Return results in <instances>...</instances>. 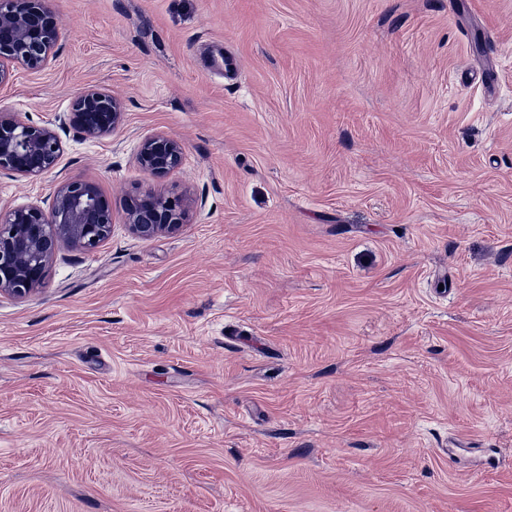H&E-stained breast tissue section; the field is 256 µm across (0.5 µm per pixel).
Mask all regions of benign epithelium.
<instances>
[{
  "instance_id": "7a95c632",
  "label": "benign epithelium",
  "mask_w": 512,
  "mask_h": 512,
  "mask_svg": "<svg viewBox=\"0 0 512 512\" xmlns=\"http://www.w3.org/2000/svg\"><path fill=\"white\" fill-rule=\"evenodd\" d=\"M58 42V26L49 0H0V84L9 81L17 65L42 69ZM120 98L101 89L79 92L62 123L87 139L111 134L123 122ZM61 142L56 131L36 125L17 112H0V171L37 179L58 164ZM183 157L182 142L168 134L145 137L136 155L138 166L156 178L175 171ZM194 199L189 192H146L127 209L132 233L150 239L178 230L187 220ZM112 232L110 204L99 185L66 180L55 188L50 211L40 206L0 205V295L26 298L41 288L56 250L68 246L92 251Z\"/></svg>"
}]
</instances>
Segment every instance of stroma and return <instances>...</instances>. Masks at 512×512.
Masks as SVG:
<instances>
[{
  "mask_svg": "<svg viewBox=\"0 0 512 512\" xmlns=\"http://www.w3.org/2000/svg\"><path fill=\"white\" fill-rule=\"evenodd\" d=\"M51 5L0 111L125 112L0 172L14 206L87 179L112 209L0 296V512H512V0ZM186 187L179 231L129 232V197ZM123 117L120 98L101 89H86L75 96L71 111L59 120L68 122L86 139H99L119 128ZM183 157L182 142L168 134L145 137L136 155L138 166L153 177L162 178L175 171Z\"/></svg>",
  "mask_w": 512,
  "mask_h": 512,
  "instance_id": "1",
  "label": "stroma"
}]
</instances>
